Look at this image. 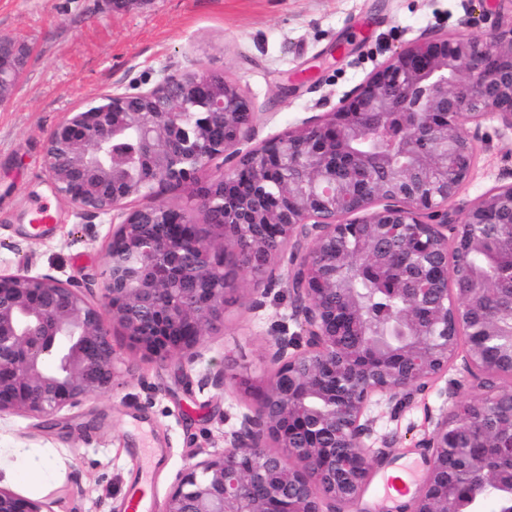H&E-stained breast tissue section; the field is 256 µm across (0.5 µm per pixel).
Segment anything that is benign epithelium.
<instances>
[{"instance_id": "obj_1", "label": "benign epithelium", "mask_w": 512, "mask_h": 512, "mask_svg": "<svg viewBox=\"0 0 512 512\" xmlns=\"http://www.w3.org/2000/svg\"><path fill=\"white\" fill-rule=\"evenodd\" d=\"M28 49L0 43V103ZM512 131V15L490 40L423 36L344 95L333 111L252 145L255 112L240 86L200 70L137 93H114L50 132L45 162L55 190L82 214L117 222L102 271V302L25 266L0 270V414L57 416L112 389V328L142 356L194 358L235 291L224 251L252 244V273L289 253L292 317L269 342L277 365L257 408L242 412L227 447L180 472L163 512H338L367 484L370 407L405 404L448 372L464 350L478 394L455 397L421 442L429 470L410 512L448 506V449L473 417L506 404L508 433L485 446L512 459V327L483 317L478 300L498 284L489 241L465 224L512 231V184L448 215L476 168L481 122ZM475 124L473 131L464 123ZM233 165L210 183L201 171ZM453 160L451 177H439ZM191 191L215 238L188 210L129 208L142 189ZM483 252L482 269L463 260ZM389 270L401 308L371 332L353 288L336 282ZM276 450H271V447ZM479 487L494 484L512 512V478L471 459ZM0 512H52L50 503L0 488Z\"/></svg>"}]
</instances>
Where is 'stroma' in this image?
Listing matches in <instances>:
<instances>
[{
	"instance_id": "35a3bbf8",
	"label": "stroma",
	"mask_w": 512,
	"mask_h": 512,
	"mask_svg": "<svg viewBox=\"0 0 512 512\" xmlns=\"http://www.w3.org/2000/svg\"><path fill=\"white\" fill-rule=\"evenodd\" d=\"M512 0H0V41L26 43L31 53L11 98L0 104V267L27 263L102 300L101 271L112 241L106 217H80L59 195L45 163L51 130L70 113L113 92L148 89L164 77L207 69L224 73L249 97L256 138L264 140L332 111L394 51L423 35L489 39L492 23ZM472 180L460 198H477L512 183V132L484 121ZM56 221L42 236L28 232L37 208ZM235 301L224 309L195 359L159 362L132 351L113 329L118 378L112 389L55 417L0 415V448L51 453L58 471L41 490L53 512H125L138 485L146 512H161L176 476L224 450L238 415L256 408L258 392L236 379L265 383L276 370L267 355L280 328L296 332L283 278L286 257L264 273L236 269ZM223 367L227 380L205 383ZM473 380L455 360L447 374L399 409L373 405L371 471L363 495L343 512H408L422 486L427 451L420 442L447 396L474 395ZM409 475L404 504L387 482Z\"/></svg>"
}]
</instances>
